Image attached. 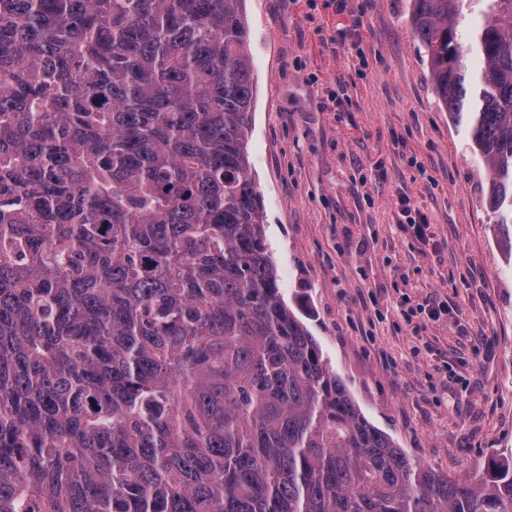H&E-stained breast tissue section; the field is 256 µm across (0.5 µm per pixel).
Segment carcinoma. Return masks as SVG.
I'll use <instances>...</instances> for the list:
<instances>
[{
    "label": "carcinoma",
    "instance_id": "obj_1",
    "mask_svg": "<svg viewBox=\"0 0 512 512\" xmlns=\"http://www.w3.org/2000/svg\"><path fill=\"white\" fill-rule=\"evenodd\" d=\"M242 2L0 0V512H512V454L410 458L285 302ZM411 20L512 253V0Z\"/></svg>",
    "mask_w": 512,
    "mask_h": 512
}]
</instances>
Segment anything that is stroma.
Wrapping results in <instances>:
<instances>
[{
    "mask_svg": "<svg viewBox=\"0 0 512 512\" xmlns=\"http://www.w3.org/2000/svg\"><path fill=\"white\" fill-rule=\"evenodd\" d=\"M411 6L245 0L250 172L282 295L356 405L463 481L512 453V256Z\"/></svg>",
    "mask_w": 512,
    "mask_h": 512,
    "instance_id": "1",
    "label": "stroma"
}]
</instances>
